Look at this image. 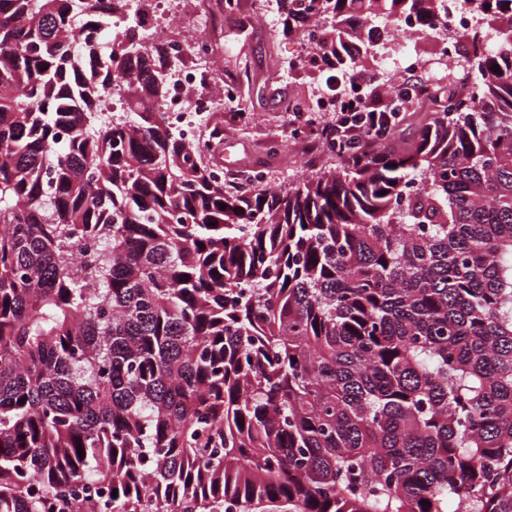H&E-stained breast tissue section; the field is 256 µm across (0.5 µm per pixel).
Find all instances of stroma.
<instances>
[{"label": "stroma", "instance_id": "obj_1", "mask_svg": "<svg viewBox=\"0 0 512 512\" xmlns=\"http://www.w3.org/2000/svg\"><path fill=\"white\" fill-rule=\"evenodd\" d=\"M197 18L208 22L206 36L211 57L203 67L211 86L232 81L239 83L241 98L250 111L249 121H242L229 108L202 119L201 137L209 141L204 160L223 168L225 185H235L249 167L263 170L265 183L285 188L318 174L331 163L326 154L306 157L298 148L285 147L279 154L266 148L270 137L288 138L293 117L285 107L294 96L317 95L325 89V71L296 67L305 44L283 30L284 15L277 0H270L266 10L224 11V0H193ZM419 56L420 69L432 88H447L452 73L465 66L466 50L457 46L452 58L440 54V41L433 35L402 37L388 26L376 30L374 57L359 73L367 83H378L399 75L403 55Z\"/></svg>", "mask_w": 512, "mask_h": 512}]
</instances>
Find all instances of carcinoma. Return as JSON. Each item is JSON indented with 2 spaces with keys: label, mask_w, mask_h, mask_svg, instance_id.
Returning a JSON list of instances; mask_svg holds the SVG:
<instances>
[{
  "label": "carcinoma",
  "mask_w": 512,
  "mask_h": 512,
  "mask_svg": "<svg viewBox=\"0 0 512 512\" xmlns=\"http://www.w3.org/2000/svg\"><path fill=\"white\" fill-rule=\"evenodd\" d=\"M125 2L0 0V512H512V0L413 148L233 191ZM282 2L350 77L449 0Z\"/></svg>",
  "instance_id": "carcinoma-1"
}]
</instances>
